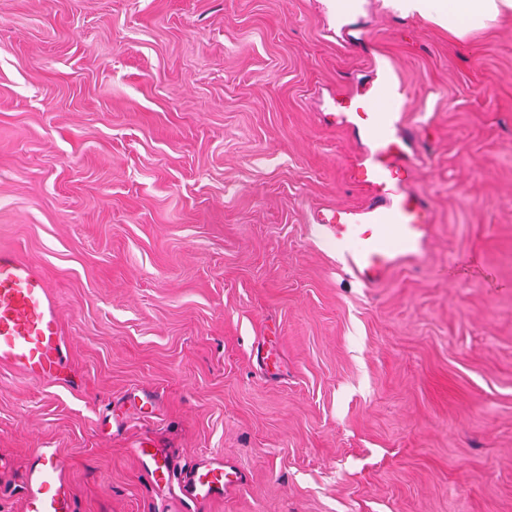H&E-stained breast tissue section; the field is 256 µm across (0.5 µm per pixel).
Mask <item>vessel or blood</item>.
<instances>
[{
  "mask_svg": "<svg viewBox=\"0 0 512 512\" xmlns=\"http://www.w3.org/2000/svg\"><path fill=\"white\" fill-rule=\"evenodd\" d=\"M405 98L402 84L385 72L372 95L341 99L338 123L361 129L368 142L350 171L366 199L314 216L317 227L336 242L340 269L367 288L378 287L398 267H423L434 233L431 199L408 187L412 169L425 159L427 140L421 129L405 124L402 112L377 107L382 100L397 104ZM64 352L60 318L43 272L16 251L0 248V366L42 381L53 376ZM136 453L152 482L167 486L172 458L146 440ZM240 481L232 467L207 460L190 470L183 488L188 497L208 502ZM71 501L62 456L53 448L40 449L26 469L24 512H71Z\"/></svg>",
  "mask_w": 512,
  "mask_h": 512,
  "instance_id": "vessel-or-blood-1",
  "label": "vessel or blood"
}]
</instances>
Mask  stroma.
Here are the masks:
<instances>
[{
    "mask_svg": "<svg viewBox=\"0 0 512 512\" xmlns=\"http://www.w3.org/2000/svg\"><path fill=\"white\" fill-rule=\"evenodd\" d=\"M362 24L352 46L336 0H0V248L44 271L67 353L38 383L0 368V512L42 448L73 512H512V17L459 39L370 0ZM382 64L436 222L424 269L366 288L312 217L364 200L331 114ZM203 458L241 486L186 498ZM152 447L154 445L148 440H144L139 444V448H135V451L140 464L152 482L158 488L165 487L173 473V460L166 452Z\"/></svg>",
    "mask_w": 512,
    "mask_h": 512,
    "instance_id": "obj_1",
    "label": "stroma"
}]
</instances>
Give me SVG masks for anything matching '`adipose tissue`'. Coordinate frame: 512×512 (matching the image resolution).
<instances>
[{"instance_id": "1", "label": "adipose tissue", "mask_w": 512, "mask_h": 512, "mask_svg": "<svg viewBox=\"0 0 512 512\" xmlns=\"http://www.w3.org/2000/svg\"><path fill=\"white\" fill-rule=\"evenodd\" d=\"M388 4L404 15L428 17L447 25L449 32L459 37L512 14V0H388Z\"/></svg>"}]
</instances>
